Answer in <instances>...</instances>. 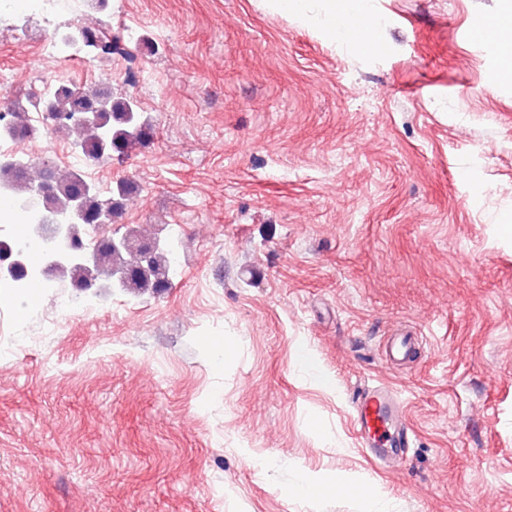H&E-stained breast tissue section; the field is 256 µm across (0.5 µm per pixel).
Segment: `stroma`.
<instances>
[{
    "instance_id": "35a3bbf8",
    "label": "stroma",
    "mask_w": 512,
    "mask_h": 512,
    "mask_svg": "<svg viewBox=\"0 0 512 512\" xmlns=\"http://www.w3.org/2000/svg\"><path fill=\"white\" fill-rule=\"evenodd\" d=\"M379 49L265 0H109L120 51L71 79L132 98L123 163L40 157L106 190L114 226L173 248L170 288L98 275L90 312L0 289V512H512V61L505 0H374ZM483 18L487 34L473 33ZM35 8L0 7V110L24 104ZM180 234H173V225ZM421 342L407 366L384 341ZM222 339L225 349L212 348ZM306 347L327 385L294 366ZM406 405L399 464L359 447L352 401ZM328 494L307 500L302 477Z\"/></svg>"
}]
</instances>
